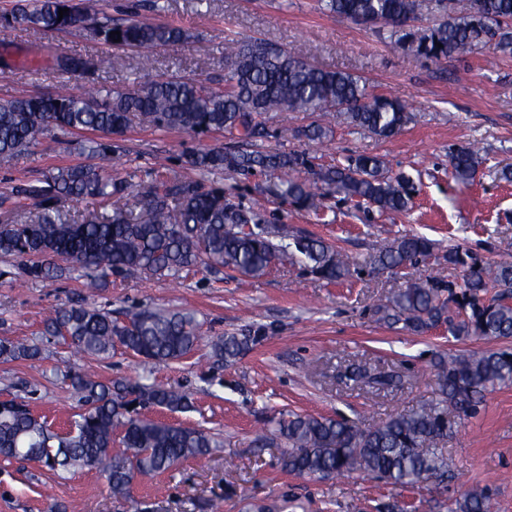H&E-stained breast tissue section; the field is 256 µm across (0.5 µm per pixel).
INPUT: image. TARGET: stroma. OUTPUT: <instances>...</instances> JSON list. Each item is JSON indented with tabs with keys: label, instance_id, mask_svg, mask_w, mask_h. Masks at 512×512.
Here are the masks:
<instances>
[{
	"label": "stroma",
	"instance_id": "1",
	"mask_svg": "<svg viewBox=\"0 0 512 512\" xmlns=\"http://www.w3.org/2000/svg\"><path fill=\"white\" fill-rule=\"evenodd\" d=\"M83 5L114 19L175 25L190 38L145 53L105 47L83 26L42 31L0 25V102L49 95L63 84L76 91H124L172 75L217 88L224 83L227 35L259 39L303 51L320 68L361 77L371 91L406 102L414 118L394 137L382 139L332 112H271L265 117L269 135L256 149L306 153L324 165L353 154L378 155L392 172L409 174L417 192L408 212L382 213L328 188L321 211L313 213L269 193L278 173L210 174L236 203L260 212L288 237L313 234L355 257L358 268L336 284L308 274L296 259L273 264L255 278L228 270L218 280L198 270L176 280H117L91 296L82 280L31 282L13 260L0 258L5 279L0 337L43 347L37 360H0V399L29 391L34 413L62 430L81 410L79 395L63 378L66 370L88 371L102 382H156L186 392L191 406L181 412L151 408L147 417L205 429L221 443L209 456L138 478L126 500L113 498L106 476L96 470L59 475L34 461L0 458V512H58L62 506L67 512H245L250 502L285 499L295 512H375L376 505L393 501L411 504L412 512H449L455 499L476 487L489 489L496 512H512V385L487 394L478 412L455 428L447 448L457 472L445 481L401 488L356 474L298 477L281 470L279 448L252 443L254 431L282 411L366 425L387 419L436 398L438 356L512 347V338L458 339L444 325L417 336L387 324L377 311L407 280L457 279L460 271L447 259L450 248L470 249L490 263L512 261V181L499 177L504 165H512V56L486 46L437 65L397 48L389 26L329 14L320 0H83ZM102 53L111 59L103 71L64 72L52 60L56 54ZM314 122L326 127L325 138L301 136ZM284 127L293 129L294 137L281 138ZM83 139L80 133L50 131L0 165V223L22 219L31 206L14 197L16 186L58 166L87 163ZM112 140L122 147L113 175L141 186L149 183L156 157H166L174 172L187 177V153L202 144L231 143L219 133L159 131L136 122ZM475 141L483 147L482 163L475 180L464 185L452 175L448 150ZM407 234L433 242L426 263L400 276L374 271L373 257ZM87 297L115 311L147 306L191 313L201 340L186 358L158 364L120 347L111 359L98 361L43 339L42 321L51 309ZM247 329L259 331L260 341L231 363L215 361L212 341ZM352 362L398 372L402 383L393 389L353 385L341 375Z\"/></svg>",
	"mask_w": 512,
	"mask_h": 512
}]
</instances>
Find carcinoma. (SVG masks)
<instances>
[{"label": "carcinoma", "instance_id": "carcinoma-1", "mask_svg": "<svg viewBox=\"0 0 512 512\" xmlns=\"http://www.w3.org/2000/svg\"><path fill=\"white\" fill-rule=\"evenodd\" d=\"M325 9L355 22L413 19L421 0H325ZM67 14L58 15L59 9ZM512 0H445L439 17L423 27L391 29L390 38L402 50L441 64L493 44L512 54ZM9 27L66 30L88 24L109 47L151 49L184 41V29L138 20H112L90 15L79 0H17L0 17ZM120 32L121 41L110 32ZM442 47H437V44ZM224 57L230 67L224 87L210 90L200 82L177 76L147 87L76 93L63 88L51 95H26L0 102V163H9L35 144L51 127L63 133H111L138 119L156 129L178 128L197 134L224 133L243 142L268 136L264 115L269 112H339L355 126L388 139L411 120L407 104L369 92L363 80L344 71L319 68L301 54L254 40L230 38ZM57 65L70 71L105 70L106 57L58 55ZM120 146L102 139L85 145L92 158L107 162L61 166L36 184L20 186L17 196L37 205L35 218L0 224V257L14 258L31 281L82 278L94 291L112 279L133 276L179 278L199 267L217 277L230 269L260 277L276 261L295 254L306 269L329 282L350 274L355 261L324 239L311 234L293 242L276 241L275 231L255 211L226 197L224 187L202 179L177 177L162 160L150 171V182L134 191L125 180L112 177L108 163ZM454 178L474 180L482 157L476 146L461 145L449 152ZM185 165L201 173L256 169L280 172L284 180L272 193L300 209L316 210L314 187L320 182L350 199L381 212H403L412 205L414 182L393 175L377 155L357 154L345 163L318 166L314 157L286 151H244L203 146L185 156ZM313 172L309 183L293 173ZM92 199L103 209L81 222L72 218L73 202ZM433 243L406 235L381 251L374 265L398 273L426 261ZM448 263L460 269L456 282L415 279L386 298L378 311L390 325L423 334L447 324L455 337H512V261L483 263L468 251H448ZM42 335L60 338L76 352L107 359L120 346L145 360L177 361L199 342V324L182 311L148 307L121 312L98 309L86 301L59 306L44 319ZM247 331L214 340L213 356L227 363L256 344ZM36 342L0 339L5 360L38 359ZM356 383L389 387L391 372H370L349 366ZM65 378L81 394L84 411L64 432H55L33 414L29 403L13 398L0 403V457L36 461L56 472L75 468L107 474L113 495L130 494L135 476H154L182 460L203 458L220 447L203 430L167 424L133 414L134 403L170 411L189 408V397L164 385L115 381L108 385L82 372ZM438 397L362 428L344 418L297 413L269 420L254 443L282 448L281 469L294 476L330 479L360 473L394 487L414 486L454 473L448 452L439 443L452 434L457 421L476 413L485 395L512 384V350L495 349L464 357L440 356L436 362ZM121 430L123 450L112 454L114 432ZM454 512H493L489 495L472 488L456 500Z\"/></svg>", "mask_w": 512, "mask_h": 512}]
</instances>
